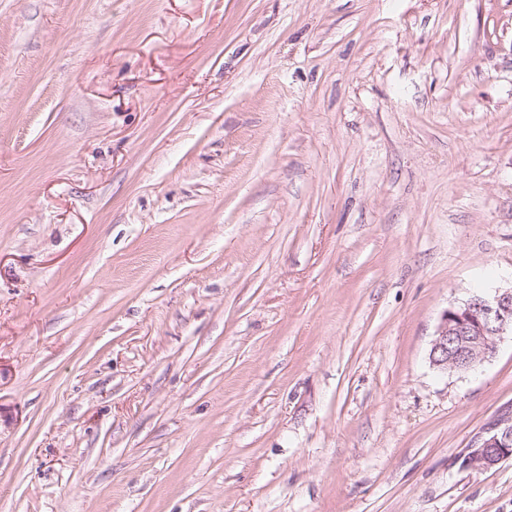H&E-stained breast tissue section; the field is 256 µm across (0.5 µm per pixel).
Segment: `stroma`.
<instances>
[{"mask_svg":"<svg viewBox=\"0 0 512 512\" xmlns=\"http://www.w3.org/2000/svg\"><path fill=\"white\" fill-rule=\"evenodd\" d=\"M512 0H0V512H512ZM508 330L512 331V286L474 295L443 313L430 363L443 372L468 373L493 357ZM512 458V417L498 419L479 436L462 458L464 469L486 471Z\"/></svg>","mask_w":512,"mask_h":512,"instance_id":"1","label":"stroma"}]
</instances>
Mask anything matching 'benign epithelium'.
Listing matches in <instances>:
<instances>
[{"label": "benign epithelium", "instance_id": "benign-epithelium-1", "mask_svg": "<svg viewBox=\"0 0 512 512\" xmlns=\"http://www.w3.org/2000/svg\"><path fill=\"white\" fill-rule=\"evenodd\" d=\"M512 331V287L474 295L447 309L437 327L429 353L440 371L468 373L489 360L497 343ZM512 458V417L494 422L462 458L464 469L489 470Z\"/></svg>", "mask_w": 512, "mask_h": 512}]
</instances>
